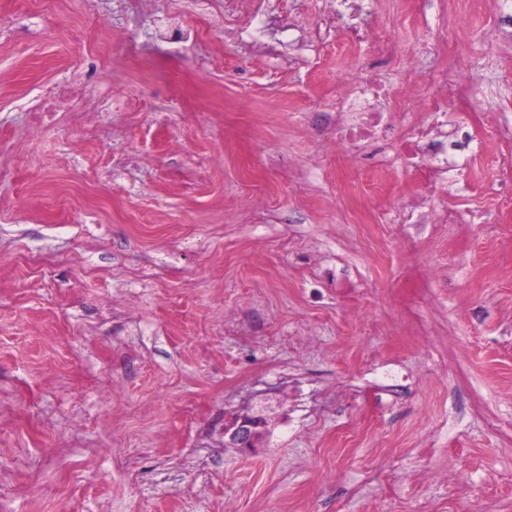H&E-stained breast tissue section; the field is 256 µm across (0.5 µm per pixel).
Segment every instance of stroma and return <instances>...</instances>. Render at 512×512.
<instances>
[{"mask_svg":"<svg viewBox=\"0 0 512 512\" xmlns=\"http://www.w3.org/2000/svg\"><path fill=\"white\" fill-rule=\"evenodd\" d=\"M377 2L387 61L336 0H0V512H512V17ZM107 45L111 143L30 135ZM450 64L480 178L333 146L352 71L407 127ZM423 198L456 221L387 223ZM348 40L354 45L362 42L370 43L372 55L378 59L390 56L395 47V39L393 37H371L368 27H350ZM230 433V444L238 448H253L254 442L264 434L266 421L259 415H246L236 420Z\"/></svg>","mask_w":512,"mask_h":512,"instance_id":"obj_1","label":"stroma"}]
</instances>
